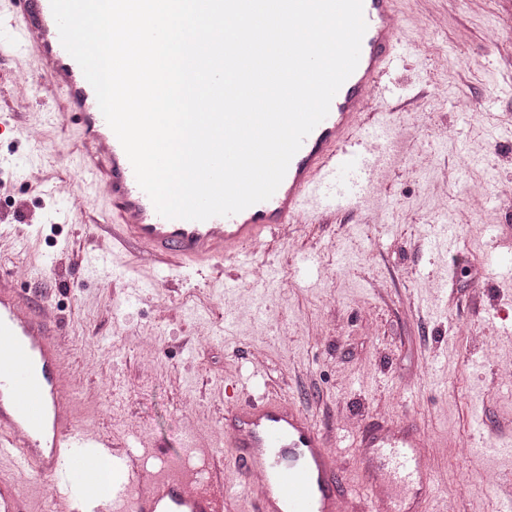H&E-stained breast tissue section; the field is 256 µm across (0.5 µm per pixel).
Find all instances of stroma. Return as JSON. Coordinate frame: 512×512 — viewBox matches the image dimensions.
Returning <instances> with one entry per match:
<instances>
[{"label": "stroma", "instance_id": "obj_1", "mask_svg": "<svg viewBox=\"0 0 512 512\" xmlns=\"http://www.w3.org/2000/svg\"><path fill=\"white\" fill-rule=\"evenodd\" d=\"M402 9L408 54L394 80L415 97L419 120L391 132L389 192L354 205L348 223L306 224L258 252L271 272L259 284L232 265L156 279L128 245L114 247L113 274L96 271L93 226L112 203L83 193L78 125L48 122L62 94L15 86L32 59L0 65V113L14 124L0 136V265H22L24 288L52 298L82 429L149 464L225 456L224 408L252 394L260 349L269 391L341 437L345 484L363 479L355 431L382 411L428 438L431 512H500L499 482L512 472V379L500 376L512 364V265L497 262L489 237L512 249V211H472L465 186L512 182V76L493 51L495 0L468 10L404 0ZM491 112L504 118L492 131ZM33 131L42 148L32 167ZM26 167L27 183L17 177ZM43 179L62 194L43 195ZM443 218L460 255L434 237ZM300 253L315 259L303 276ZM472 273L483 280L477 304Z\"/></svg>", "mask_w": 512, "mask_h": 512}]
</instances>
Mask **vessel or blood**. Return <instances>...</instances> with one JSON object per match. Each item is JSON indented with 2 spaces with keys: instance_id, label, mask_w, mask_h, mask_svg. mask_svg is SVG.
<instances>
[{
  "instance_id": "1",
  "label": "vessel or blood",
  "mask_w": 512,
  "mask_h": 512,
  "mask_svg": "<svg viewBox=\"0 0 512 512\" xmlns=\"http://www.w3.org/2000/svg\"><path fill=\"white\" fill-rule=\"evenodd\" d=\"M367 29L360 59L332 100L327 117L305 138L273 196L231 216L205 221L159 215L102 115L95 91L61 44L50 0H0V60L22 53L35 66L29 84L65 94L66 116L77 122L84 148L104 160L86 189L111 199L112 237L137 246L163 275L190 262L214 269L246 264L259 246L286 240L303 224H333L355 194L379 181L381 152L374 131L378 108L409 116L413 103L391 80L405 57L400 0H363ZM51 299L33 301L17 269H0V457L49 481L58 499L82 498L99 512L89 488L95 463H112L115 512H225L242 495L251 512H428L434 471L424 434L403 418L363 421L356 446L365 462L358 489L345 488L334 437L286 398L265 392L224 412L220 435L233 467L215 462L209 488L179 472L147 478L136 458L109 441L90 438L74 413L63 325ZM0 512H28L16 480L0 474Z\"/></svg>"
}]
</instances>
